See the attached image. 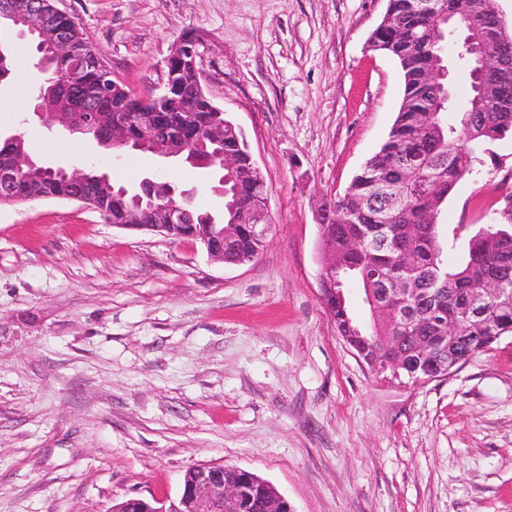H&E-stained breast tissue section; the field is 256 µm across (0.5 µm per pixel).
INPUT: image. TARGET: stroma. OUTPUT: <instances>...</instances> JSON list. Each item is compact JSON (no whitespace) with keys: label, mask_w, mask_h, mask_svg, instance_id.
<instances>
[{"label":"stroma","mask_w":512,"mask_h":512,"mask_svg":"<svg viewBox=\"0 0 512 512\" xmlns=\"http://www.w3.org/2000/svg\"><path fill=\"white\" fill-rule=\"evenodd\" d=\"M388 0H58L115 81L157 93L194 40L202 84L238 124L275 225L242 266L121 229L74 200L0 206V512H110L176 498L184 472L224 463L293 512H512V335L451 374L382 377L320 298L317 209L385 141L398 63L367 51ZM107 172L150 171L222 216L202 170L112 156L0 111V139ZM455 185L440 222L469 238L512 191V138Z\"/></svg>","instance_id":"35a3bbf8"}]
</instances>
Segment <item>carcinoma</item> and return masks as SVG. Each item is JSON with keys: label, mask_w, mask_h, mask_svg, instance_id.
I'll list each match as a JSON object with an SVG mask.
<instances>
[{"label": "carcinoma", "mask_w": 512, "mask_h": 512, "mask_svg": "<svg viewBox=\"0 0 512 512\" xmlns=\"http://www.w3.org/2000/svg\"><path fill=\"white\" fill-rule=\"evenodd\" d=\"M449 11H454L463 22L478 15L471 9L469 0H443ZM386 13L390 24L375 33L381 52L392 56L399 64L403 95L395 121L381 147L363 164L353 177L343 195L333 201L332 218L327 224L328 233L336 244V267L345 271L343 286L355 284L361 291L379 282L397 277L408 285L429 294L435 281H448V304L461 310L465 307L471 289L485 282L497 280L512 290V209L500 210L499 223L484 233H476L468 241V253L463 262L450 268L443 259L444 248L439 237H422L406 244L414 255L411 266L403 265L401 247H383L378 244L383 234L398 237L403 224H434L452 191L448 178L460 180L484 163V157H494L491 146L507 136L512 137V68L494 82H478L477 64L464 43L457 46V58L462 63L469 82L468 98L458 112L456 124H448V109L454 105L453 84L448 82V62L445 48L448 30L439 15H424L414 7V0H388ZM71 38L80 52L75 60L41 54L38 67L44 71L45 80L36 93L59 102L68 103V89L58 83L71 70L78 71L75 91L110 112L130 109L127 90L119 83L111 86L105 95L98 94V83L107 65L87 41L79 23L71 27ZM17 69V50L11 40L0 35V83L13 78ZM439 70L442 78L431 91L421 89L424 74ZM185 94L193 99L194 110L200 115L214 116L208 98L196 92V76L184 72L180 76ZM224 147L239 150L240 164L233 182L247 198V210L256 208L267 195L266 183L253 172L245 149L237 148L236 136L226 134ZM28 152L25 139L0 142V166L10 162L15 153ZM414 164L402 171L400 191L403 205L384 216L369 205L374 196V184L391 172L403 160ZM92 207L109 222L117 219L112 208V185H101L93 180L81 188ZM73 194L70 183L48 171L35 170L21 177L16 185L15 201L39 198L65 199ZM353 237L363 239L360 250L346 251L342 240ZM264 248L262 240H244L234 250L224 252V259L237 256L255 259ZM411 317L401 325L400 335L408 337V368L401 372L407 377L420 372V354L414 346L420 341L422 322L429 318V306L421 305L409 295L401 305ZM327 311L334 320L340 335L350 328H358L371 342L385 332L377 318L368 325L360 323L350 306L336 303ZM263 484L250 486L252 503L241 505L233 512H261Z\"/></svg>", "instance_id": "cac0c4a2"}]
</instances>
